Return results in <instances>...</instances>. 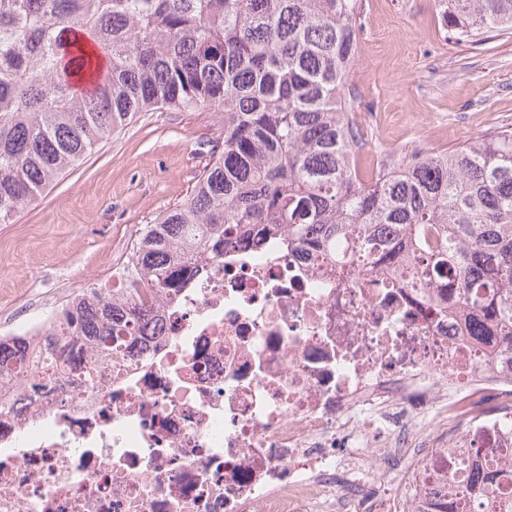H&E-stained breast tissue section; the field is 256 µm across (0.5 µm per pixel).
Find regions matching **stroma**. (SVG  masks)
<instances>
[{"label":"stroma","mask_w":512,"mask_h":512,"mask_svg":"<svg viewBox=\"0 0 512 512\" xmlns=\"http://www.w3.org/2000/svg\"><path fill=\"white\" fill-rule=\"evenodd\" d=\"M346 96L367 118L363 169L380 148L398 161L511 130L512 32L458 42L437 0H363ZM221 132V116L206 106L140 113L0 223V321L109 281L129 229L189 195Z\"/></svg>","instance_id":"stroma-1"}]
</instances>
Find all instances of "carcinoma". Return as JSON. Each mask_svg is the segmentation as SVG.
<instances>
[{"label":"carcinoma","instance_id":"carcinoma-1","mask_svg":"<svg viewBox=\"0 0 512 512\" xmlns=\"http://www.w3.org/2000/svg\"><path fill=\"white\" fill-rule=\"evenodd\" d=\"M448 31L512 30V0H439ZM361 0H0V223L140 112L208 106L224 122L187 198L140 227L136 278L74 294L44 333L42 372L59 343L121 348L151 336V305L232 245L285 233L300 250L386 267L407 254L410 283L460 288L479 334L512 336V131L448 152L413 151L362 173L345 98ZM512 471L470 465L462 489L489 495Z\"/></svg>","mask_w":512,"mask_h":512}]
</instances>
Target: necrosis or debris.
I'll return each mask as SVG.
<instances>
[{
	"label": "necrosis or debris",
	"instance_id": "4bbe7bcc",
	"mask_svg": "<svg viewBox=\"0 0 512 512\" xmlns=\"http://www.w3.org/2000/svg\"><path fill=\"white\" fill-rule=\"evenodd\" d=\"M409 262L342 267L287 236L232 246L120 354L56 387L0 377V512H428L457 462L512 469V346ZM60 308L0 338L34 359ZM94 369L95 388L77 374Z\"/></svg>",
	"mask_w": 512,
	"mask_h": 512
}]
</instances>
